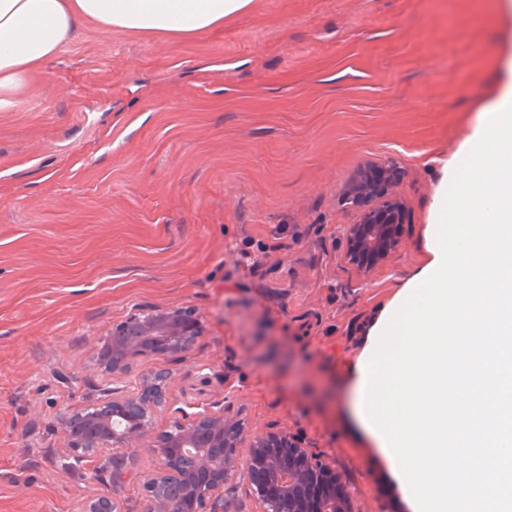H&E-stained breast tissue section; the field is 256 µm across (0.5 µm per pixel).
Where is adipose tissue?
Instances as JSON below:
<instances>
[{"label":"adipose tissue","instance_id":"adipose-tissue-1","mask_svg":"<svg viewBox=\"0 0 512 512\" xmlns=\"http://www.w3.org/2000/svg\"><path fill=\"white\" fill-rule=\"evenodd\" d=\"M252 0H0V112L13 111L32 75L85 23L156 39L223 27Z\"/></svg>","mask_w":512,"mask_h":512}]
</instances>
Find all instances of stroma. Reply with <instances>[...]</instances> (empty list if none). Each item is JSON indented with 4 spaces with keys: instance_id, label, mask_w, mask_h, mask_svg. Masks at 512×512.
Returning a JSON list of instances; mask_svg holds the SVG:
<instances>
[{
    "instance_id": "obj_1",
    "label": "stroma",
    "mask_w": 512,
    "mask_h": 512,
    "mask_svg": "<svg viewBox=\"0 0 512 512\" xmlns=\"http://www.w3.org/2000/svg\"><path fill=\"white\" fill-rule=\"evenodd\" d=\"M498 0H253L192 39L92 23L0 112V512H84L94 494L149 512L126 449L65 469L63 421L92 402L97 349L129 313L193 311L205 334L135 362L179 404L213 403L255 433L285 429L344 476L353 512H408L352 416L349 364L427 258L441 165L507 79ZM403 173V243L367 279L345 263L370 164ZM267 244L259 278L237 266Z\"/></svg>"
}]
</instances>
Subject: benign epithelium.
<instances>
[{
  "instance_id": "1",
  "label": "benign epithelium",
  "mask_w": 512,
  "mask_h": 512,
  "mask_svg": "<svg viewBox=\"0 0 512 512\" xmlns=\"http://www.w3.org/2000/svg\"><path fill=\"white\" fill-rule=\"evenodd\" d=\"M400 178L397 167L382 164L361 171L347 187L346 195L358 201L359 214L346 228V258L361 278L386 265L402 245L408 211L397 193ZM204 333L203 324L191 312L174 308L133 314L114 326L97 352L104 375L97 399L71 412L63 423L66 465L83 468L128 448H147L159 461L142 482L151 512H171L168 493L174 486L182 489L181 512H224V488L242 469L238 448L247 439L250 455L260 457L274 473L288 472V457L273 455L270 448H289L294 458V478L262 485L256 490L260 500L291 495L304 502L302 490L313 472L302 439L286 431L252 433L243 419L214 406L189 413L175 406L162 375L144 377L130 394L112 387L133 361L187 353ZM164 408L177 416L169 428L158 430L154 420ZM177 449L190 450L198 464L195 471L182 472L174 466ZM85 512H116L114 499L95 495Z\"/></svg>"
}]
</instances>
